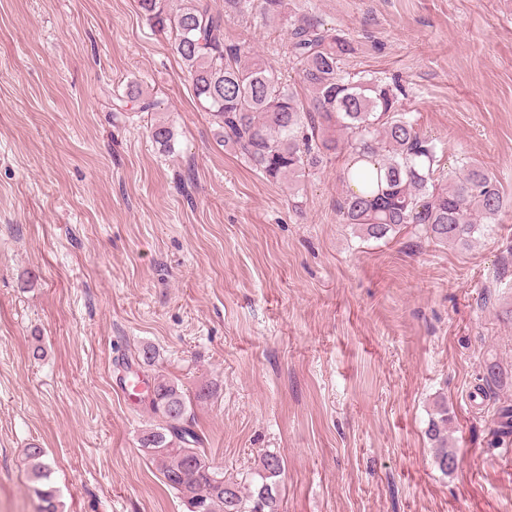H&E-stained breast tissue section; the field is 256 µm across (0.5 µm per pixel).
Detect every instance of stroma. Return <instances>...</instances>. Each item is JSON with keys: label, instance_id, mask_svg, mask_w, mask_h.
<instances>
[{"label": "stroma", "instance_id": "stroma-1", "mask_svg": "<svg viewBox=\"0 0 512 512\" xmlns=\"http://www.w3.org/2000/svg\"><path fill=\"white\" fill-rule=\"evenodd\" d=\"M288 3L402 86L442 173L491 172L502 212L467 248L363 238L337 215L344 160L295 194L218 145L138 0H0V512H35L33 443L61 512H187L139 444L158 416L116 392L146 346L225 478L282 456L281 512H512V0ZM286 18L224 33L292 82ZM428 423L427 435L432 441L433 457L437 468L444 474L452 471L457 457L452 448H448V404H437L436 412Z\"/></svg>", "mask_w": 512, "mask_h": 512}]
</instances>
